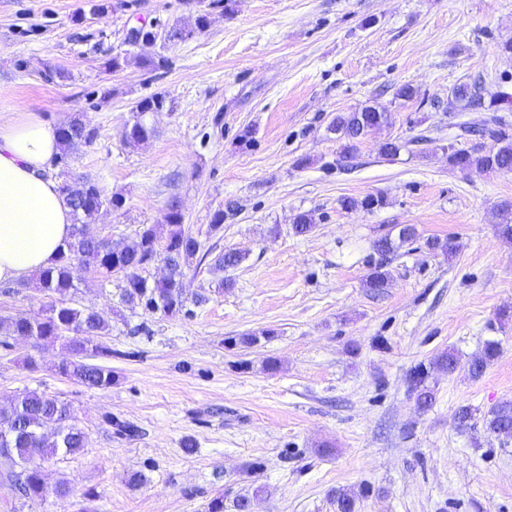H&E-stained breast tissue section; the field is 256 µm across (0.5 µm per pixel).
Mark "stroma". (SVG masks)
Wrapping results in <instances>:
<instances>
[{
    "label": "stroma",
    "instance_id": "1",
    "mask_svg": "<svg viewBox=\"0 0 512 512\" xmlns=\"http://www.w3.org/2000/svg\"><path fill=\"white\" fill-rule=\"evenodd\" d=\"M202 13L204 32L140 50L160 66L109 69L135 50L131 28L190 27ZM509 41L512 0H0V114L28 110L57 125L79 114L98 132L70 169L122 203L87 233L129 240L151 224L165 241L175 198L207 255L188 270L186 310L172 317L125 304L122 275L76 269L77 304L109 325L100 341L110 388L58 374L65 341L0 346V406L47 393L88 436L80 453L42 460L43 497L0 484V512H206L218 496L228 508L248 498L249 512H337L339 489L355 512H512V438L483 427L512 400V321L499 320L512 310V242L497 233L512 224V173L461 170L446 152L492 148L476 135L492 118L512 130V105H448L463 83L480 82L487 98L512 93V55L500 50ZM405 83L417 98H395ZM156 93L165 105L145 117L154 135L131 147L135 106ZM374 102L390 120L345 168L328 125ZM388 140L404 145L391 160L380 154ZM370 194L383 207L340 205ZM303 211L317 228L297 237ZM402 224L419 239L371 294L373 243ZM431 237L453 238L455 254L428 251ZM228 251L242 260L226 270L215 258ZM43 302L36 279L0 283V318L34 316ZM266 329L272 338L253 346L224 344ZM490 341L497 356L471 376L469 360ZM450 350L460 359L452 373L436 364ZM418 365L434 390L424 410L407 382ZM464 406L466 430L456 420ZM111 416L135 433H119ZM62 480L65 498L54 493Z\"/></svg>",
    "mask_w": 512,
    "mask_h": 512
}]
</instances>
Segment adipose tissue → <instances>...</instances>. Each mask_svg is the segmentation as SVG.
Wrapping results in <instances>:
<instances>
[{"label":"adipose tissue","mask_w":512,"mask_h":512,"mask_svg":"<svg viewBox=\"0 0 512 512\" xmlns=\"http://www.w3.org/2000/svg\"><path fill=\"white\" fill-rule=\"evenodd\" d=\"M55 127L37 113L0 119V282L49 267L70 238L72 215L52 175Z\"/></svg>","instance_id":"obj_1"}]
</instances>
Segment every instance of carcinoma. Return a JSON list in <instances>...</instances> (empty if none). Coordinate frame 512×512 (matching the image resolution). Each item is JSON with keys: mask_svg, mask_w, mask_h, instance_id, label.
Returning <instances> with one entry per match:
<instances>
[{"mask_svg": "<svg viewBox=\"0 0 512 512\" xmlns=\"http://www.w3.org/2000/svg\"><path fill=\"white\" fill-rule=\"evenodd\" d=\"M207 24V15L200 14L195 26L168 31L167 40L185 41L203 32ZM453 96L464 110L487 109L496 112L499 104L512 103V95L506 96L502 92L490 101H485L482 88L476 83L456 87ZM164 104L165 98L161 94L146 97L137 104L135 120L126 134L130 146L139 147L150 140L153 130L144 122L143 116L148 112L162 110ZM389 119L388 110L378 105H365L352 112L336 114L329 130L336 134L340 142V157L345 161L353 159L362 140L375 128L388 123ZM56 132L60 146L56 162L65 167L59 192L72 212V232L55 263L37 273L40 288L46 292L49 301L33 317L0 318V335L32 336L37 346L65 340L69 356L58 363L57 372L88 388L106 389L112 386V369L94 364L91 359L111 355L107 347L93 341V337L105 334L108 324L93 309L74 306L73 295L77 290L74 266L82 265L105 279L115 272L121 273L124 277L122 298L126 303L140 305L151 312L174 315L185 307L183 279L186 269L196 257L198 244L185 230L183 214L176 200L170 201L168 205L166 222L169 235L161 249L157 245L155 229L149 224L141 225L136 238L130 242L104 243L87 235L85 227L96 221L103 207L117 208L121 205V198H107L92 179L66 171L68 160L73 154L80 147L89 146L95 141L96 129L75 117L56 129ZM488 136L494 142L491 149L452 148L448 153V163L460 169L511 172L512 137L495 128L488 130ZM340 204L346 210L372 211L381 207L384 199L378 195L345 197ZM315 228L312 213L301 212L294 217L292 231L295 235L306 236ZM417 236L415 225L404 224L399 228L397 238L388 234L379 238L375 242V250L384 259L396 249L415 241ZM426 246L428 250L448 257L456 250L450 238H430L426 240ZM154 258L164 261L169 267V273L160 280L150 282L141 272ZM389 281L390 273L381 262L367 275L364 286L380 294L387 288ZM271 335L273 332L270 330H263L258 335L245 333L225 339V345L229 349L248 347L259 341V337ZM495 356L496 346L487 344L482 353L471 359L470 374L480 376ZM427 380L428 371L421 364L409 375V391L422 409L431 406L433 402V392ZM72 420V411L67 403L36 390L23 391L15 396L9 407L0 409V448L11 449L13 466L22 472L20 476L5 474V482L12 490L24 498L43 496L45 485L37 460L60 451L75 454L86 447V433ZM485 428L496 436L512 437L511 400L500 402L488 412Z\"/></svg>", "mask_w": 512, "mask_h": 512, "instance_id": "cac0c4a2", "label": "carcinoma"}]
</instances>
